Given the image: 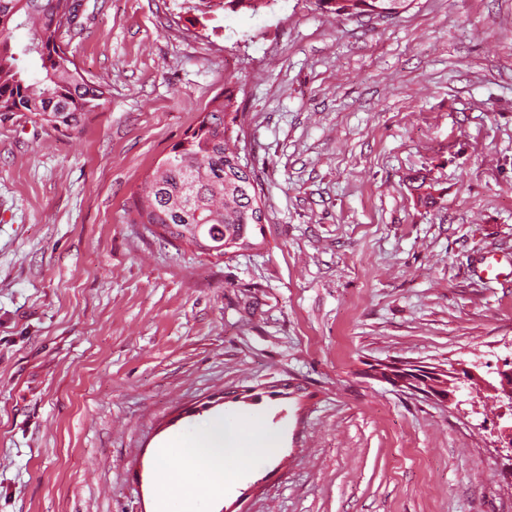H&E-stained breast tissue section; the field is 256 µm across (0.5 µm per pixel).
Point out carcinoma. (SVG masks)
Returning a JSON list of instances; mask_svg holds the SVG:
<instances>
[{"instance_id": "obj_1", "label": "carcinoma", "mask_w": 512, "mask_h": 512, "mask_svg": "<svg viewBox=\"0 0 512 512\" xmlns=\"http://www.w3.org/2000/svg\"><path fill=\"white\" fill-rule=\"evenodd\" d=\"M212 8L257 11L265 0H198ZM338 16H395L411 0H315ZM80 0H0V118L27 112L55 129H75L100 106L105 89L87 81L59 40L61 20L77 26ZM27 27L30 42L13 43L14 31ZM239 106L230 94L214 97L192 132L175 144L148 177L134 202L133 224H150L164 235L221 257L253 246L250 241L255 185L238 178L229 123Z\"/></svg>"}]
</instances>
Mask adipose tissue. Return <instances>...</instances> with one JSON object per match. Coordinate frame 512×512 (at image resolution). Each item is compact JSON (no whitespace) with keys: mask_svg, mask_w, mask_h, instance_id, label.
<instances>
[{"mask_svg":"<svg viewBox=\"0 0 512 512\" xmlns=\"http://www.w3.org/2000/svg\"><path fill=\"white\" fill-rule=\"evenodd\" d=\"M206 451L191 453L186 443H176L171 453L179 457L177 468L166 470L164 485L180 500V512H195L198 498L223 489L239 470L273 449L271 436L255 424L215 420L201 437Z\"/></svg>","mask_w":512,"mask_h":512,"instance_id":"ef3b65f1","label":"adipose tissue"}]
</instances>
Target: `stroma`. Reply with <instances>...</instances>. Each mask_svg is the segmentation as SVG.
I'll use <instances>...</instances> for the list:
<instances>
[{"label":"stroma","instance_id":"stroma-1","mask_svg":"<svg viewBox=\"0 0 512 512\" xmlns=\"http://www.w3.org/2000/svg\"><path fill=\"white\" fill-rule=\"evenodd\" d=\"M61 40L108 93L0 121V512H178L164 450L225 417L276 448L199 512H512V279L478 275L512 255V0H82ZM227 91L266 220L216 259L132 209ZM390 359L489 386L441 405ZM265 1L269 0H198L199 6H191L194 10L201 11L203 14H207L212 11L213 7H219L222 9L230 8L232 11L237 9H247L256 12L260 7L264 5ZM201 7V9H199ZM315 4L338 16L371 14L390 17L405 11L411 0H316ZM377 368H378V372L373 373L375 379H377L381 382L389 383L398 388L407 389V390H410V391H413L416 393H421L429 398H433V397L437 398L438 400H440L441 403H444V404L452 403L455 400V394H456V392H458L460 390V386L457 384L458 381L462 382V381H465L468 379H471V380L478 379L477 375L472 370H470L466 367L454 368V370L456 372L450 373V374H453L452 376L454 377V381L448 380L447 373L441 374V377H435V376L429 375V372H428L425 374H419L423 377H418L412 373L413 370L411 368H407L412 377L420 380L424 386H426V383H429V387L432 389H436V388L440 387L442 384L448 383V386H447L448 392L430 394V393H427V392L422 391V390L418 389L417 387H415L414 383L408 377L402 376L401 373H398L396 371L392 372L389 369L384 370V366H381V367L379 366ZM381 372H384V374L382 375Z\"/></svg>","mask_w":512,"mask_h":512}]
</instances>
